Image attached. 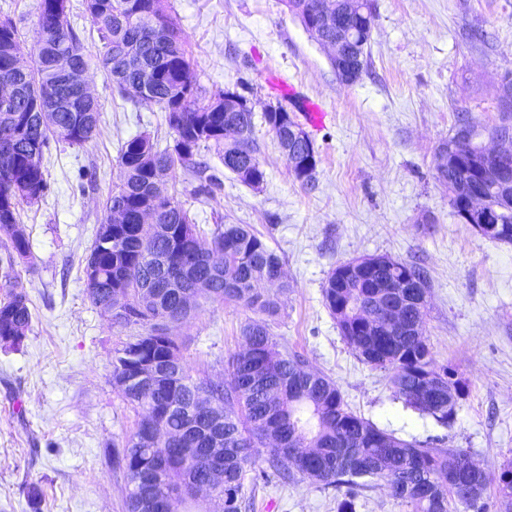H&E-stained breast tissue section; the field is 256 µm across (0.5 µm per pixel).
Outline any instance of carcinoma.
<instances>
[{"mask_svg": "<svg viewBox=\"0 0 512 512\" xmlns=\"http://www.w3.org/2000/svg\"><path fill=\"white\" fill-rule=\"evenodd\" d=\"M299 19L309 36L324 44L336 40V28L321 23L327 15L341 14L344 22L358 29L355 63L363 64L375 14L371 0H282ZM86 12L95 27L101 47L96 55L87 52L83 39L70 21V0H37L38 52L28 72L15 70L11 49L20 44L16 27L9 19L0 20V81L16 85L17 100L12 112H0V131L13 126L12 153L0 157V236L9 258H24L30 248L29 234L18 218V205L38 202L47 189L41 162L49 141L81 146L98 131L100 112L94 100L75 99L69 108L56 113L54 120L43 122L36 100L54 88L59 75L48 67L58 55H67L78 67L91 61L102 68L114 83L117 93L141 104H155L165 113L172 131L173 145L159 149L147 135L134 136L122 145L117 163L120 183L105 203L103 223H109L112 210L126 212L123 224L112 225V243L104 247L95 237L90 256L94 257L102 292L120 293L127 314L113 320L118 325L146 324L138 336H131L112 354V380L117 381L141 362L176 364L165 384L157 390L129 386L121 390L123 399L151 418L140 419L133 432L112 444V465L124 475L127 512H152L155 499L176 486L183 477L209 476L210 460L190 458L182 467L159 476L151 471L156 456L173 455V449L208 448L213 429L201 415L187 435L179 441L157 445L147 436L155 426L180 434L188 423L189 412L202 395L221 404L223 423L219 436L224 448V477L216 488V498L232 490L236 497L232 512L248 508L242 496L247 468L255 464L254 449L264 447L263 463L279 473L282 480L296 477L314 484L343 491L338 512H356V490L380 487L410 512H512V461L496 473L483 470L479 476L458 466V479L444 483L440 475L448 470L449 457L459 461L469 454L459 448H440L431 441L402 439L379 428L371 420L353 411L345 402L340 386L330 377L306 370L304 356L279 342L273 333L279 301L257 287L263 279L280 282L279 290L290 284L281 257L269 247L263 236L249 224H219L206 236L192 224L187 210L171 192L178 168L193 171L199 178L213 181L206 174L209 166L196 160L202 148L217 150L224 170L239 182L254 189L265 182L266 173L255 171L247 162L259 158L254 137V113L228 112L224 94H202L186 49V42L168 0H85ZM133 49L142 62L136 70L122 66L126 50ZM146 87L140 96L130 88ZM263 120L274 134L279 148L288 143V131L279 121V113L263 112ZM228 126H238L243 136L229 140ZM461 159L454 167L438 173L448 188L450 204L462 217L455 193L467 186L472 168V142L458 144ZM146 209L156 214V223L169 233L157 237L148 234L140 223ZM216 255L220 267L208 265ZM195 258L196 276L203 287L197 301L185 308L181 293L185 284L159 294L151 313L137 310L140 290L161 283L168 273L164 265L188 262ZM409 273L427 283L422 268L398 261V267L368 272L363 282L351 284L341 277L336 266L322 287L324 304L336 319L339 331L360 361L387 373L393 399L403 409L421 417H430L441 427L454 423L458 405L443 399L422 406L408 399V392L420 384L422 367L434 363L426 337L428 302H419L417 293L428 289L395 294L379 284L387 274ZM8 288L0 302V342L20 345L31 329L33 315L28 293L18 278L4 283ZM240 305L250 311L241 327L248 346L230 355V378L214 381L195 377L180 356L174 336L153 334L152 320L158 310H167L187 321L196 315L199 300ZM400 305L405 313V330L389 333L378 316V305ZM292 450L300 460L294 471H280V455ZM353 450L357 463L345 465L342 454ZM482 481L481 496L465 504L464 487L473 479Z\"/></svg>", "mask_w": 512, "mask_h": 512, "instance_id": "carcinoma-1", "label": "carcinoma"}]
</instances>
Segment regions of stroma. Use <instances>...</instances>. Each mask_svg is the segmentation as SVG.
<instances>
[{
    "mask_svg": "<svg viewBox=\"0 0 512 512\" xmlns=\"http://www.w3.org/2000/svg\"><path fill=\"white\" fill-rule=\"evenodd\" d=\"M206 95L233 91L257 116L266 171L261 188L240 183L214 152L202 151L214 182L178 169L175 191L204 233L249 224L281 256L290 288L280 297L274 333L309 366L339 384L357 413L403 439L444 438L483 468L512 459V243L478 236L455 215L438 180V148L459 118L479 142L499 125L512 79V0H372L375 22L359 78L342 83L326 51L282 0H170ZM36 0H0V19L21 35L25 56L38 40ZM100 110L97 134L80 146L51 143L42 165L48 188L20 204L30 234L27 257L0 277L20 275L33 321L20 348L0 344V512H126V482L109 460L140 419L112 382V350L139 325L120 326L94 306L85 259L103 205L120 181L121 144L173 135L158 106L121 99L108 75L91 67ZM295 87L284 97L278 82ZM327 118L309 130L319 154L313 181L292 175L261 118L280 106L300 118L302 100ZM388 255L424 269L426 337L440 366L466 386L452 427L402 410L383 371L359 361L323 303L337 264ZM247 310L206 303L174 328L193 375L221 379L240 343ZM41 502L31 508L27 493ZM248 512H336L338 494L277 475L244 487Z\"/></svg>",
    "mask_w": 512,
    "mask_h": 512,
    "instance_id": "obj_1",
    "label": "stroma"
}]
</instances>
